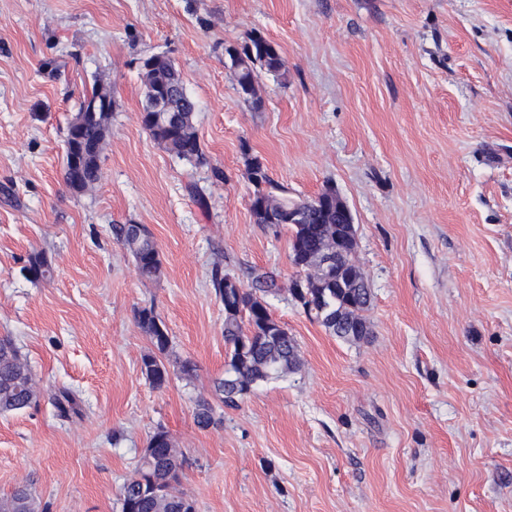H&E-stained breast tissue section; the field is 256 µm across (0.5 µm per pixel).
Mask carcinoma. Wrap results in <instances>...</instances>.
Here are the masks:
<instances>
[{"label":"carcinoma","instance_id":"1","mask_svg":"<svg viewBox=\"0 0 512 512\" xmlns=\"http://www.w3.org/2000/svg\"><path fill=\"white\" fill-rule=\"evenodd\" d=\"M243 58H230L235 75V89L248 103L258 102L257 68L278 73L283 68L278 46L261 33L248 32L240 45ZM145 85L166 87L167 111L141 115L144 128L155 141L178 159L194 167L208 163L194 123L196 101L187 92L182 74L175 63L164 57L156 59L143 81ZM112 113L85 112L78 124H70L64 144L63 179L77 193L85 192L102 178L101 153L110 129ZM248 178L255 187L251 213L254 223L273 231L272 222L280 207V196L287 189L268 173L258 157L247 160ZM303 223L290 225L293 261L303 269L304 277L291 282L289 293L304 312L319 322L332 336L343 342H360L370 335L365 316L372 295L360 269L354 262L357 229L336 210V196L298 198ZM112 233L133 258L139 276L155 281L162 273V262L152 233L143 224H114ZM23 270L32 281L52 278L53 265L44 252L29 255ZM253 287L248 289L239 278L224 272L216 264L209 282L216 298L224 306V343L228 361L224 378L216 391L224 405L232 407L247 396V391L270 380L284 377L300 367L294 337L281 326L270 310L267 297H277L282 288L270 272L251 273ZM136 322L154 351L142 358V372L149 383L163 387L170 376V362L165 360L171 340L163 320L154 308L137 311ZM40 390L34 381L27 357L7 337L0 339V414L16 412L37 404ZM82 400L70 390L61 389L53 398L56 416L69 420L81 416ZM197 427L208 429L218 423L215 409L206 398L197 400L194 409ZM162 439L160 452L172 457L155 460L142 455L134 474L121 487L122 512H195L193 501L175 490L184 453L176 448L169 432L158 427L150 439ZM0 512H44L32 483L17 484L11 495L0 501Z\"/></svg>","mask_w":512,"mask_h":512}]
</instances>
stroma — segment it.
<instances>
[{
  "label": "stroma",
  "mask_w": 512,
  "mask_h": 512,
  "mask_svg": "<svg viewBox=\"0 0 512 512\" xmlns=\"http://www.w3.org/2000/svg\"><path fill=\"white\" fill-rule=\"evenodd\" d=\"M253 29L284 61L259 71L255 105L224 53ZM151 55L181 70L207 166L143 127ZM98 79L112 124L103 178L80 194L64 140ZM254 155L293 195L346 201L368 341L294 304L291 233L251 216ZM130 223L154 236L156 281L112 234ZM36 251L51 280L22 275ZM217 262L246 285L277 274L270 309L301 358L232 408L214 388ZM143 307L190 377L146 380ZM0 336L41 390L38 407L0 415V498L29 479L48 512H121L161 425L195 512H512V0H0ZM62 387L82 418H56ZM201 397L222 423L196 426Z\"/></svg>",
  "instance_id": "obj_1"
}]
</instances>
